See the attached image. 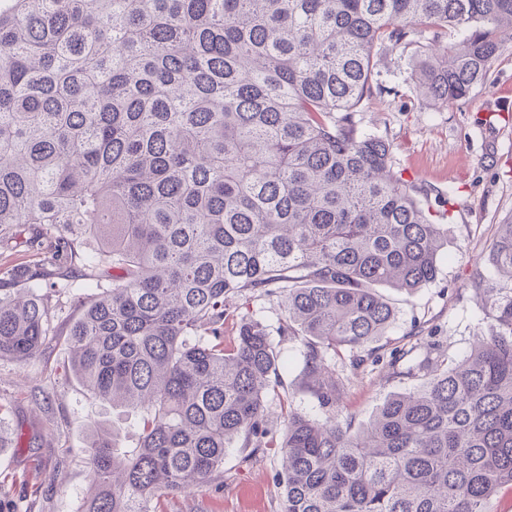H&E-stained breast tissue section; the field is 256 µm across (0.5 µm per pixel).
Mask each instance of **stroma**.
Segmentation results:
<instances>
[{"label": "stroma", "instance_id": "35a3bbf8", "mask_svg": "<svg viewBox=\"0 0 512 512\" xmlns=\"http://www.w3.org/2000/svg\"><path fill=\"white\" fill-rule=\"evenodd\" d=\"M431 38L426 31L403 44L380 47V90L355 116L362 130L392 143L395 171L423 190V203L431 214L444 215L447 230L434 282L411 295L384 291L397 308L383 340L386 351L396 354L394 366L367 363L356 370L349 352L336 357V373L345 383L339 409L358 425L388 396L415 386L408 368L436 359L441 349L464 358L476 337L496 328L474 284L497 279L490 249L499 224L512 219V38L505 39L486 86L466 101L428 106L418 100L412 65L429 53ZM93 294L88 280L80 277L70 288L49 289L53 311L39 353L24 362L0 357V421L12 433L11 446L0 449V499L9 512H84L91 493L84 448L92 424L118 428L121 449L139 444L137 414L95 398L71 368L65 332L76 315V301ZM247 312L270 333L289 403L301 414L321 418L316 400L297 388L303 345L279 334L276 298L230 299L225 344L234 343L240 317ZM279 469L277 449L250 456L227 449L223 477L168 498L160 510L280 512Z\"/></svg>", "mask_w": 512, "mask_h": 512}]
</instances>
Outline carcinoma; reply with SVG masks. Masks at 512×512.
<instances>
[{
    "instance_id": "1",
    "label": "carcinoma",
    "mask_w": 512,
    "mask_h": 512,
    "mask_svg": "<svg viewBox=\"0 0 512 512\" xmlns=\"http://www.w3.org/2000/svg\"><path fill=\"white\" fill-rule=\"evenodd\" d=\"M422 28L419 98L457 103L512 36V0H0V248L38 255L0 271V357L38 353L37 289L78 273L98 293L66 332L73 370L143 413L131 454L90 427L86 512H158L233 446L280 449L282 512H487L512 487V220L500 280L474 284L495 333L419 364L366 424L336 414L332 356L380 361L395 321L377 287L438 274L442 225L355 121L378 44ZM30 224L53 228L48 247ZM230 294L281 299L323 419L285 394L272 431L277 354L249 313L224 345Z\"/></svg>"
}]
</instances>
